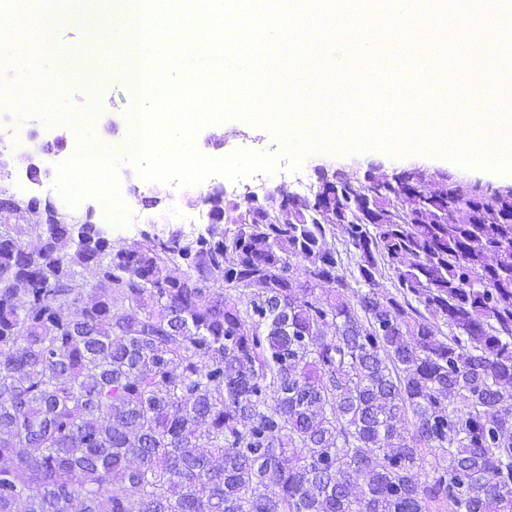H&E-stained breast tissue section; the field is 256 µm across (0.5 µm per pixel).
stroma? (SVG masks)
<instances>
[{
    "instance_id": "35a3bbf8",
    "label": "stroma",
    "mask_w": 512,
    "mask_h": 512,
    "mask_svg": "<svg viewBox=\"0 0 512 512\" xmlns=\"http://www.w3.org/2000/svg\"><path fill=\"white\" fill-rule=\"evenodd\" d=\"M0 10L7 15L0 23V55H10L15 72L26 75L20 93L0 92V113H11L14 126L36 133L34 140L20 145L10 135H0V161L6 163L9 172L0 186L23 198H51L60 211L78 219L84 218L86 209H93V223L101 225L109 239L128 249L136 248L147 233H204L206 224L182 225L168 221L167 214L175 204L183 212L207 215L209 207L203 201L207 186L185 188L178 199H171L167 184L144 186L134 166L114 151V143L130 139L137 128L133 111L140 99L123 77L114 76L93 103L95 134H88L85 123L60 109L47 130L41 128L39 114L23 112L21 105L29 99L54 102L59 77L54 51L82 44L84 27L79 11L68 8L67 0H10ZM194 142L204 156L213 159L223 157L228 150L276 158L282 155V144L269 129L239 118L205 123ZM79 146L97 152L102 163L97 188L92 192L85 189V175L75 153ZM31 160L40 162L45 170L37 185L26 176ZM322 167L354 179L367 173L383 175L409 169L421 170L429 177L444 173L465 192L477 186H502L501 181L487 175L455 168L449 159L420 152L393 157L367 151H314L303 157L299 167L278 166L262 181L274 195L291 194L299 177L309 186H316ZM262 181L251 175L236 181L222 177L218 183L227 197L234 198Z\"/></svg>"
}]
</instances>
